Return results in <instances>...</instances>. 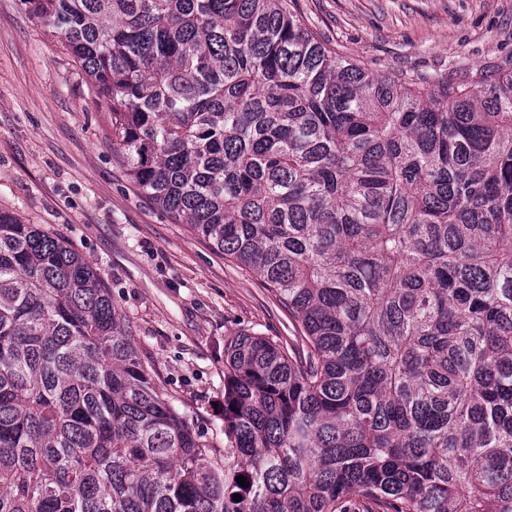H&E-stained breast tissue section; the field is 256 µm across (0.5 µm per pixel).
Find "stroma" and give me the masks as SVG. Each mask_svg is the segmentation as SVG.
<instances>
[{"instance_id":"obj_1","label":"stroma","mask_w":512,"mask_h":512,"mask_svg":"<svg viewBox=\"0 0 512 512\" xmlns=\"http://www.w3.org/2000/svg\"><path fill=\"white\" fill-rule=\"evenodd\" d=\"M293 10L379 75L467 84L512 66V0H295ZM0 208L92 264L150 375L216 448L225 341L302 345L273 291L140 192L89 79L20 0H0Z\"/></svg>"}]
</instances>
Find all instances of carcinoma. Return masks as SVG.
<instances>
[{
    "mask_svg": "<svg viewBox=\"0 0 512 512\" xmlns=\"http://www.w3.org/2000/svg\"><path fill=\"white\" fill-rule=\"evenodd\" d=\"M23 5L306 347L224 344L221 457L92 266L0 210V512H512V71L379 76L287 0Z\"/></svg>",
    "mask_w": 512,
    "mask_h": 512,
    "instance_id": "obj_1",
    "label": "carcinoma"
}]
</instances>
